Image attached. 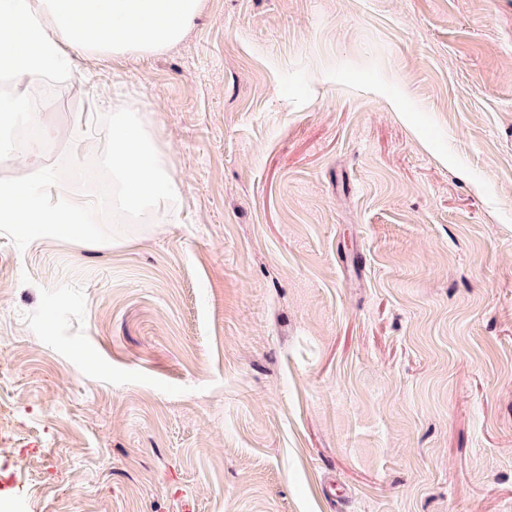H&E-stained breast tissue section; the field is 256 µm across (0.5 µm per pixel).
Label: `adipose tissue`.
<instances>
[{"instance_id": "obj_1", "label": "adipose tissue", "mask_w": 512, "mask_h": 512, "mask_svg": "<svg viewBox=\"0 0 512 512\" xmlns=\"http://www.w3.org/2000/svg\"><path fill=\"white\" fill-rule=\"evenodd\" d=\"M200 0H0V75L20 81L74 67L78 54L158 52L177 44Z\"/></svg>"}]
</instances>
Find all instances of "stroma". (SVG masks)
<instances>
[{
  "label": "stroma",
  "instance_id": "1",
  "mask_svg": "<svg viewBox=\"0 0 512 512\" xmlns=\"http://www.w3.org/2000/svg\"><path fill=\"white\" fill-rule=\"evenodd\" d=\"M183 209L0 236V512H512V0H201L81 59Z\"/></svg>",
  "mask_w": 512,
  "mask_h": 512
}]
</instances>
